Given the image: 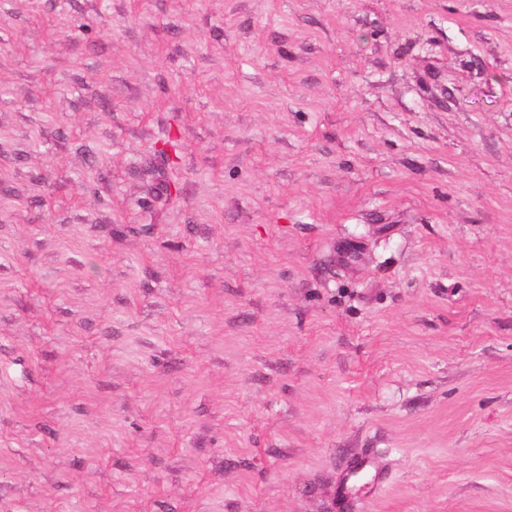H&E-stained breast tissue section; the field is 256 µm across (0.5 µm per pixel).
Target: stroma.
<instances>
[{"label": "stroma", "instance_id": "35a3bbf8", "mask_svg": "<svg viewBox=\"0 0 512 512\" xmlns=\"http://www.w3.org/2000/svg\"><path fill=\"white\" fill-rule=\"evenodd\" d=\"M0 512H512V0H0Z\"/></svg>", "mask_w": 512, "mask_h": 512}]
</instances>
